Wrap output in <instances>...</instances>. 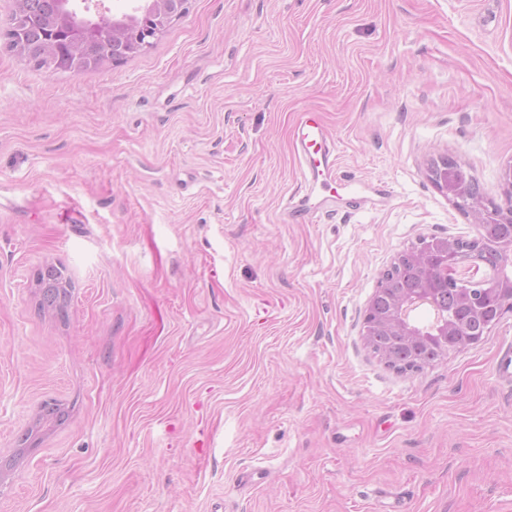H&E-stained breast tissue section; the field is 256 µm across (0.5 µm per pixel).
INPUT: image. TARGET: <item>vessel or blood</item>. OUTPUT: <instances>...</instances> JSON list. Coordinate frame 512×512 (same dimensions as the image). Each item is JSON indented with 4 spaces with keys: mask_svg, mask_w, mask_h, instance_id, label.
I'll list each match as a JSON object with an SVG mask.
<instances>
[{
    "mask_svg": "<svg viewBox=\"0 0 512 512\" xmlns=\"http://www.w3.org/2000/svg\"><path fill=\"white\" fill-rule=\"evenodd\" d=\"M295 146L304 189L287 202V216L293 221H310L335 214L344 180L336 170V143L318 113L302 114L295 128Z\"/></svg>",
    "mask_w": 512,
    "mask_h": 512,
    "instance_id": "obj_1",
    "label": "vessel or blood"
}]
</instances>
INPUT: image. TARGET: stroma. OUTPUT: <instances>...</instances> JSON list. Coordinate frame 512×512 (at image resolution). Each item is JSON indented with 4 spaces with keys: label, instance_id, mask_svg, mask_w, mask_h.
Masks as SVG:
<instances>
[{
    "label": "stroma",
    "instance_id": "obj_1",
    "mask_svg": "<svg viewBox=\"0 0 512 512\" xmlns=\"http://www.w3.org/2000/svg\"><path fill=\"white\" fill-rule=\"evenodd\" d=\"M309 110L386 203L288 221ZM440 154L505 203L512 0H192L80 75L0 37V512H512V313L418 372L363 341L398 252L475 234Z\"/></svg>",
    "mask_w": 512,
    "mask_h": 512
}]
</instances>
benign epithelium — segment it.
<instances>
[{"label": "benign epithelium", "instance_id": "7a95c632", "mask_svg": "<svg viewBox=\"0 0 512 512\" xmlns=\"http://www.w3.org/2000/svg\"><path fill=\"white\" fill-rule=\"evenodd\" d=\"M191 0H145L130 12L108 15L90 9L76 13L70 0H51L52 12L44 17L46 36L40 56L26 39L15 38L11 51L48 72L79 75L126 60L151 47L175 20L189 10ZM31 0H13L6 30H15L19 17L30 12ZM427 173L435 187L474 219L470 238L429 236L397 253L388 270L407 266L412 283L392 286L380 278L368 301L363 319L366 347L394 370H406L398 352L416 353L428 348L447 356L479 342L481 325H496L512 313V259L495 266L484 263L489 246L512 253V168L504 177L505 205H495L476 187V178L448 156L429 161ZM456 291L460 315L450 316L438 307L443 287ZM428 308L433 318L423 324L415 312Z\"/></svg>", "mask_w": 512, "mask_h": 512}]
</instances>
